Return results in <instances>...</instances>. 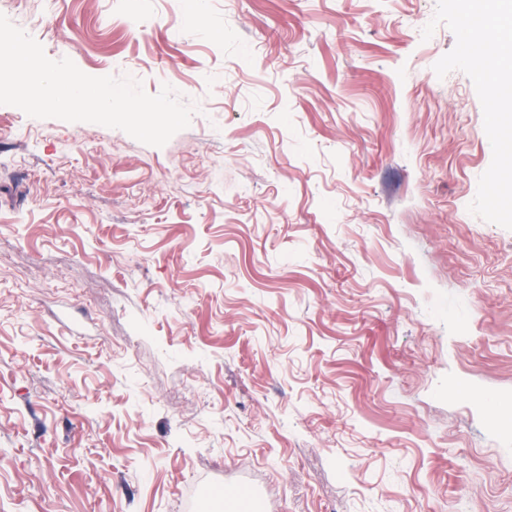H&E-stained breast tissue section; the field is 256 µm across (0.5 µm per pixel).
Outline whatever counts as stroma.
Listing matches in <instances>:
<instances>
[{
  "label": "stroma",
  "mask_w": 512,
  "mask_h": 512,
  "mask_svg": "<svg viewBox=\"0 0 512 512\" xmlns=\"http://www.w3.org/2000/svg\"><path fill=\"white\" fill-rule=\"evenodd\" d=\"M436 0H0L171 85L164 146L0 105V512H512V230Z\"/></svg>",
  "instance_id": "1"
}]
</instances>
